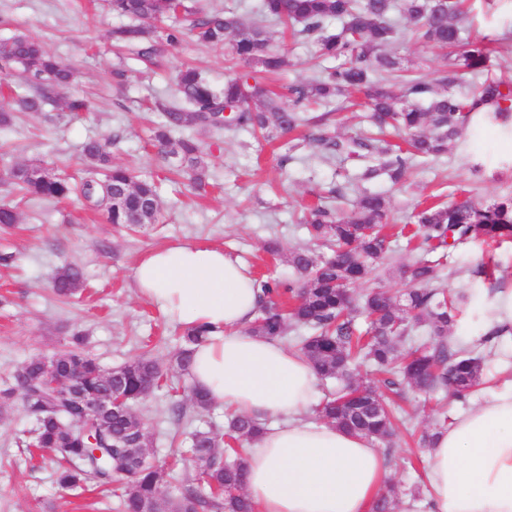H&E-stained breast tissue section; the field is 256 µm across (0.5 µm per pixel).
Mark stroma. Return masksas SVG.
<instances>
[{"label":"stroma","mask_w":512,"mask_h":512,"mask_svg":"<svg viewBox=\"0 0 512 512\" xmlns=\"http://www.w3.org/2000/svg\"><path fill=\"white\" fill-rule=\"evenodd\" d=\"M463 10L464 40L486 48L482 67L450 72L439 50L408 33L399 42L398 55L407 74L430 80L451 77L452 91L468 99L485 81H512V0H464ZM254 22L267 31L271 48L293 62L288 72L268 76L274 90L284 91L328 68L312 44L283 37L275 21L258 16ZM120 23L106 0H0V40L18 32L38 39L73 69L71 95L90 102L89 111L56 124L40 113L19 114L11 126L0 127L1 156L80 176L85 169L81 143L105 135L112 139L113 162L141 178L159 174L157 150L151 144L157 115L151 103H178L173 76L185 63L196 65L211 84L222 85L226 50L187 39L170 47L159 66L148 68L117 58L109 34ZM190 133L201 146L206 190H195L183 177L162 182L158 222L135 230L107 223L75 198L59 203L23 199L0 177V205L15 208L19 217L12 227H0V253L14 256L12 263L0 264V379L27 358L62 352L77 330L86 336V351L104 367L147 353L171 370L180 327L139 296L133 282V269L149 250L175 242L216 245L254 277L287 281L288 251L310 244L301 222L309 203L319 200L348 215L364 190L379 191L390 199L392 223L401 226L411 223L415 208L433 201L484 204L512 196V116L471 113L447 155L416 163L396 184L384 175L358 181L364 161H323L297 131L271 142L245 129L194 127ZM413 261L404 241L392 242L373 273L355 285V295L404 288L397 270ZM68 262L81 267L84 280L79 293L66 300L53 293L52 278ZM445 272V288L463 298L448 339L455 345H478L493 332V317L503 297L512 293V238L459 245ZM191 386L190 378L181 376L182 421L167 417L171 398L162 390L135 407L155 461L175 466L162 487L166 493L184 476L175 462L191 433L208 422L224 421L220 410L207 419L197 415L189 400ZM396 408L397 435L385 450L391 463L388 484L398 497H413L428 464L422 436L432 430L437 410L453 415L462 405L445 400L437 406L410 390ZM0 413L5 416L0 422V512H122L116 496L94 489L77 496L59 488L52 469L30 460L15 444L19 431L31 426L19 402L0 406Z\"/></svg>","instance_id":"stroma-1"}]
</instances>
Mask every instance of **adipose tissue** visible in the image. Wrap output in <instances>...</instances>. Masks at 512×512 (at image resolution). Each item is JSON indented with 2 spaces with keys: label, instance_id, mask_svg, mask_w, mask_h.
Returning <instances> with one entry per match:
<instances>
[{
  "label": "adipose tissue",
  "instance_id": "obj_1",
  "mask_svg": "<svg viewBox=\"0 0 512 512\" xmlns=\"http://www.w3.org/2000/svg\"><path fill=\"white\" fill-rule=\"evenodd\" d=\"M140 295L169 320L205 329L189 366L215 406L269 425L247 456L255 512H371L390 474L378 445L305 420L317 376L281 342L248 330L260 290L222 248L176 243L138 260ZM427 512H512V385L485 390L428 449Z\"/></svg>",
  "mask_w": 512,
  "mask_h": 512
}]
</instances>
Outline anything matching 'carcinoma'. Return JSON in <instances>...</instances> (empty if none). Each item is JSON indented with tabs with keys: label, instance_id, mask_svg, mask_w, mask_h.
I'll return each instance as SVG.
<instances>
[{
	"label": "carcinoma",
	"instance_id": "carcinoma-1",
	"mask_svg": "<svg viewBox=\"0 0 512 512\" xmlns=\"http://www.w3.org/2000/svg\"><path fill=\"white\" fill-rule=\"evenodd\" d=\"M112 14L125 23L112 29V41L134 52L137 60L154 64L166 47L189 36L211 46L229 45L228 73L221 87L205 80L197 69L183 68L177 92L189 106L184 109L160 100L155 108L160 121L154 133L162 156L161 172L189 170L197 189L205 187L200 148L189 136H174L182 128L199 126L216 131L249 129L267 141L288 134L306 122L307 104L318 99L332 102L343 93L362 92L370 121L382 131H403L406 147L357 135L341 138L320 122L312 140L337 158H373L363 179L386 175L398 182L417 156L438 157L448 152L478 104L512 111V86L485 82L467 102L440 83L404 78V93L397 97L385 81L402 71L393 52L398 28L393 14L401 13L417 27L420 38L441 49L460 43L459 4L455 0H260L261 13L284 25L293 35L316 46L318 56L339 64L325 75L287 87V103L265 79L288 67V57L273 51L267 32L234 11L202 12L191 0H109ZM336 21V29L327 22ZM0 71L13 70L27 87L13 97L18 112H44L63 105L62 120L89 105L67 97L73 81L70 67L47 52L34 38L17 33L3 41ZM484 54L478 47L464 50L457 65L477 69ZM230 109L232 116L221 119ZM111 140L89 137L80 147L87 162L86 176L78 184L40 164L12 165L7 175L32 200H61L81 195L109 224H144L158 221L161 199L153 180L140 179L128 168L112 164ZM104 178H97L99 170ZM390 202L380 192H363L350 217H341L319 204L307 208L310 236L329 250L317 255L304 248L288 252V266L298 285L257 280L262 292L258 316L250 327L257 336L285 341L291 327H304L298 350L318 376L339 383L317 407L319 419L378 444L389 445L396 417L379 388L355 378L358 359L384 369V385L398 394L405 389L423 393L441 390L450 398L466 400L482 383L484 357L474 349L448 342V328L457 317L458 299L438 287L445 268L448 239L497 241L512 238V198L475 204L469 200L429 205L415 215L422 236V255L400 271L412 286L397 294L378 288L359 298L366 327L357 323L351 287L366 279L374 264L389 251ZM83 281L75 265L61 267L53 278L55 293L73 295ZM288 296L290 303L282 301ZM204 329H186L180 336L175 371L188 374L191 346ZM50 365L56 385L45 377ZM178 392L173 376L147 355L119 367L106 369L84 349L80 333L71 336L68 349L44 362L24 361L12 381L0 387V399L21 402L33 426L18 437L21 448H39L55 467L56 483L64 490L102 488L122 501L123 512H158L164 471L148 452V435L134 406L156 389ZM114 393L123 397L115 409L97 413L87 409L80 396ZM263 430L255 419L227 416V428L210 424L191 434L184 461L194 477L170 492L163 512H254L244 493L246 458L241 446L252 443ZM237 444L234 458H224V439Z\"/></svg>",
	"mask_w": 512,
	"mask_h": 512
}]
</instances>
